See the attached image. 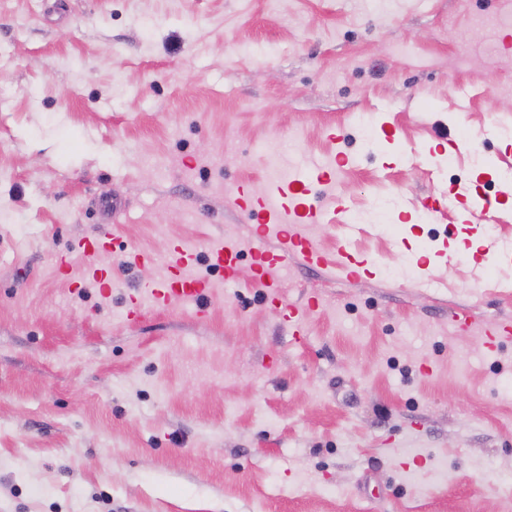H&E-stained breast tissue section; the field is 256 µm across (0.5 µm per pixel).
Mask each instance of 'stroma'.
Segmentation results:
<instances>
[{
  "instance_id": "1",
  "label": "stroma",
  "mask_w": 512,
  "mask_h": 512,
  "mask_svg": "<svg viewBox=\"0 0 512 512\" xmlns=\"http://www.w3.org/2000/svg\"><path fill=\"white\" fill-rule=\"evenodd\" d=\"M502 123L512 0H0V512H505L512 249L475 263L481 226L422 208L466 185L512 210ZM272 147L342 161L350 213L398 200L350 246L374 276L280 269L300 343L231 204ZM104 234L107 293L72 250ZM218 238L244 252L208 318L175 297L123 322L174 244Z\"/></svg>"
}]
</instances>
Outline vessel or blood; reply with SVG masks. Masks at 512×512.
Returning a JSON list of instances; mask_svg holds the SVG:
<instances>
[{
    "mask_svg": "<svg viewBox=\"0 0 512 512\" xmlns=\"http://www.w3.org/2000/svg\"><path fill=\"white\" fill-rule=\"evenodd\" d=\"M314 179L334 182L335 165L325 164L293 174L286 180L273 183L262 196L253 195L244 185L239 186L233 196V207L257 223L252 239L254 280L265 288L271 303L280 301L281 284L277 271L291 260L324 268L348 282L362 279L368 273L365 261L359 260L346 247H338L335 256H327L306 233V225L325 223L333 213L344 217L342 228L345 239H352L363 230L362 225L347 219L343 200H336L335 208L330 212L311 202L309 183ZM444 207L472 221L478 219L499 223L503 220L500 213L493 211L491 202L477 203L472 192L464 187L455 188L443 200L428 204L427 210L435 214ZM107 245L108 241L104 238L85 239L76 245L77 251L86 260L87 274L104 289L111 288L112 283L106 273L97 268L94 258ZM174 253L175 262L166 275L128 296L124 311L126 322L140 321L148 309L165 308L175 296L193 301L198 315L206 316L205 298L210 292L209 284L190 274L194 256L188 249L178 246ZM240 254L236 243L218 240L208 247L206 260L213 271L220 273L225 281L232 282L238 277Z\"/></svg>",
    "mask_w": 512,
    "mask_h": 512,
    "instance_id": "vessel-or-blood-1",
    "label": "vessel or blood"
}]
</instances>
